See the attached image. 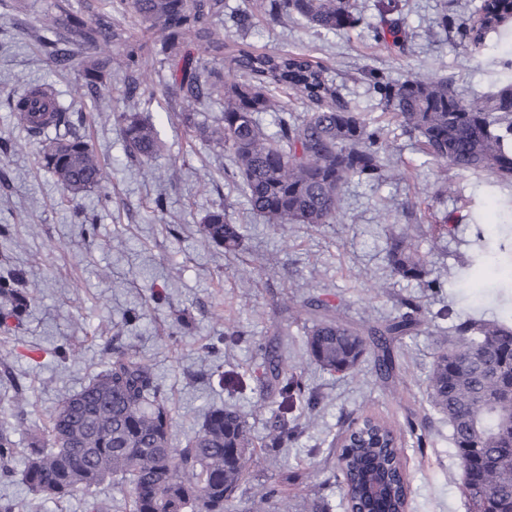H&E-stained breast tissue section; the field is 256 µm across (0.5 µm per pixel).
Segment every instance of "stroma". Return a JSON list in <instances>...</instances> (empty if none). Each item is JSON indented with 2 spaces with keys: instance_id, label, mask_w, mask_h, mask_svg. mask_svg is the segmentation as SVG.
Listing matches in <instances>:
<instances>
[{
  "instance_id": "stroma-1",
  "label": "stroma",
  "mask_w": 512,
  "mask_h": 512,
  "mask_svg": "<svg viewBox=\"0 0 512 512\" xmlns=\"http://www.w3.org/2000/svg\"><path fill=\"white\" fill-rule=\"evenodd\" d=\"M21 10L0 9V276L18 271L32 296L22 323L0 324V412L24 398L27 427L17 433L28 447L65 394L78 391L104 368L106 344L120 337L150 365L170 401L177 442L198 428L206 407L231 404L252 434L264 438L279 417L277 388L264 377L263 346L272 344L297 365L312 407L301 411V432L291 446L267 450L249 462L250 482L287 486L293 512L317 500L323 512H347L336 443L349 418L372 415L404 437L403 468L410 483L406 512H467L462 468L448 419L427 396L433 356L448 338L447 311L512 317V218L503 209L512 186L484 175L438 166L408 135H397L391 171L378 187L349 184L338 223L269 224L250 210L239 188L224 178L223 149L183 138L173 115L168 69L151 89L157 100L146 119L168 145L153 172L127 161L113 121L136 110L113 75L100 100L90 101L77 70L56 73L39 51L41 20L54 0H23ZM360 23L320 34L305 22H273L256 15L246 36L261 51H304L319 57L368 118L382 120L378 97L364 71L397 78L410 72L452 81L471 97L512 81L505 53L487 47L472 56L459 31L479 0H399L406 53L397 55L374 37V0H356ZM52 83L72 109L88 113L91 142L110 167L112 201L97 193L81 204L94 221L81 224L61 203L52 175L37 169V143L13 124L3 106L16 77ZM451 181L453 196L439 195ZM163 210H156V197ZM228 206L243 235L233 253L202 244L209 211ZM451 230H444L443 221ZM420 225V249L437 288L393 276L387 266L389 233L397 224ZM483 233L484 248L472 242ZM317 296L340 306L354 325L396 316L399 301H421L427 317L403 337L396 377L383 384L362 362L342 377L323 371L304 352L311 327L298 304ZM189 312L190 330L173 335L175 319ZM110 499L127 512L122 492L104 482L91 494L62 505L30 493L19 480L0 479V498L23 503L24 512H85L87 496Z\"/></svg>"
}]
</instances>
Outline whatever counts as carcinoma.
<instances>
[{"label":"carcinoma","mask_w":512,"mask_h":512,"mask_svg":"<svg viewBox=\"0 0 512 512\" xmlns=\"http://www.w3.org/2000/svg\"><path fill=\"white\" fill-rule=\"evenodd\" d=\"M107 10L77 8L56 0L42 19L47 32L40 50L57 70L78 66L85 95L99 96L103 80L122 73V95L144 96L151 86L147 56L160 58L171 72L178 97L176 114L183 133L224 149L228 179L242 188L251 209L269 224L319 226L338 221L343 189L357 180L379 186L388 179L385 159L391 142L384 129L370 125L358 106L330 79L328 68L305 52L259 51L244 41L227 42L221 33L226 0H105ZM383 27L375 37L405 51L401 27L388 15L396 0L374 4ZM259 11L275 22L303 19L326 33L356 27L355 0H260ZM133 21L149 37L133 40L123 24ZM512 23V0H481L462 33L463 46L481 54L487 40L502 39ZM236 72L224 80V69ZM388 122L415 138L438 165L484 174L512 185V83L495 92L467 98L446 79L407 74L399 80L371 75ZM22 91L4 106L14 124L40 144L36 164L47 170L69 201L99 191L111 203L109 175L87 135L76 129L81 117L62 104L53 85L21 80ZM288 90L306 105V114L286 112L278 92ZM224 103L219 114L201 120L209 103ZM278 114L273 133L261 114ZM130 162L148 168L166 150L155 125L136 112L113 115ZM202 242L231 252L242 233L225 208L207 213ZM418 225L405 224L389 237L387 261L393 275L428 288ZM20 274L0 277V321L23 320L29 297L18 287ZM302 307L316 315L306 339L310 360L340 375L356 371L368 351L374 370L387 380L393 372V347L423 320L422 305L401 299L400 312L388 323L361 331L340 312L316 298ZM512 358V322L470 314L448 328V346L440 349L427 378L432 405L448 417L463 466L462 493L469 512H512V397L501 395L500 368ZM267 373L277 382L282 416L256 444L244 415L232 407L206 411L184 446H174L168 398L149 365L124 348L112 349L103 370L80 390L65 395L50 415L46 438L18 448L16 431L25 425L23 409L14 422L0 425V478L20 476L33 494L56 504L79 491L110 481L121 487L129 512H253L234 506L247 480V464L262 448H283L298 427L288 414L297 402L311 401L306 388L282 356H267ZM22 459V469L16 468ZM338 466L347 507H367L368 477H388L389 493L375 512H400L407 505V480L401 447L392 426L380 419L356 428L351 447L341 449Z\"/></svg>","instance_id":"obj_1"}]
</instances>
